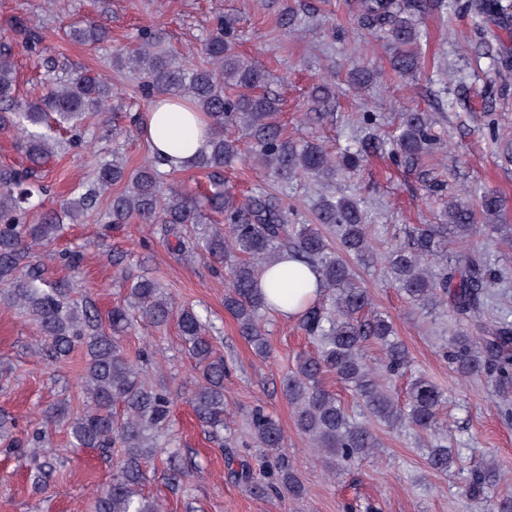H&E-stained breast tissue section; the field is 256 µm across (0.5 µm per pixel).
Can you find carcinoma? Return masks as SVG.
I'll return each instance as SVG.
<instances>
[{
    "instance_id": "obj_1",
    "label": "carcinoma",
    "mask_w": 512,
    "mask_h": 512,
    "mask_svg": "<svg viewBox=\"0 0 512 512\" xmlns=\"http://www.w3.org/2000/svg\"><path fill=\"white\" fill-rule=\"evenodd\" d=\"M416 0H353L359 23L385 34L395 47L391 64L401 75L421 68L416 51L420 30L412 18ZM476 14L492 18L504 31H512V7L501 0H468ZM69 36L83 44L95 45L108 38L107 29L92 21L73 26ZM138 46L116 57L141 79L146 95L163 93L188 101L209 120L208 148L192 166L207 171L214 191L202 197L184 194L164 182L169 157L147 152L145 163L128 171L120 152L96 164L94 177L84 192L68 198L61 210L48 209L29 220L31 199L36 189L28 181L29 171H0V303L14 307L35 322L46 344L43 355L61 360L79 345L86 354L82 377L86 405L73 416L53 405L44 410L50 422L69 429L75 448H110L116 465L112 484L96 500L95 512H161V505L140 492L145 468L163 446L158 442L168 427L173 398L161 379L146 376L127 357L122 338L135 318L163 324L176 318L183 341L198 360L200 374L191 392L190 403L203 428L217 435L227 428L224 404V358L213 356L209 323L192 308L177 309L160 284L142 276L131 285L125 305L112 307L108 323H103L95 300L86 294L72 295L68 284L46 277L48 263L61 260L76 267L75 254H47L34 260L32 247L58 236L62 217L76 222L99 209L108 200L106 215L112 224L137 218L152 224L160 236L176 240L178 251L193 258L207 254L224 261L227 286L224 310L235 320L240 336L263 356L268 352L264 313L272 311L262 291L261 274L269 267L292 259L317 270L318 298L305 293L284 294L300 310L299 326L316 344L297 359L296 368L285 379L282 392L293 410L297 429L312 447L322 453L331 474L342 464L368 459L377 454L380 443L370 426L357 421L349 409L323 384V376L333 373L351 388L359 405L370 417L388 427L404 422L430 438L428 467L446 471L456 457L448 447V426L440 422L443 391L432 381L418 377L410 385L406 403L391 394L387 378L409 363L405 345L394 336L392 322L385 316L362 315L371 307L369 292L351 267L336 258L333 246L321 232L331 225L340 231V245L362 265H371L377 253L371 243L366 217L358 202L336 196V171L353 169L358 154H330L318 141L295 140L286 135L277 114L279 103L267 90V78L252 59L238 53L231 28L216 26L204 39L200 52L175 55L161 49L164 32L145 27ZM501 87L512 85V50L506 48L496 58ZM17 89L15 62L10 48L0 46V129L12 131L24 145L31 167L40 166L57 145L55 128L76 125L91 115L109 111L112 84L100 76L84 74L59 79L48 101L27 106L23 112L6 117ZM233 125L247 131L255 144V159L267 169L277 184L308 178L321 186L314 207V223L297 224L289 219L283 199L258 188L242 202H234L224 191V169L239 158L237 142L224 137V127ZM432 124L426 112L402 113L397 153L408 166L420 168L421 178L429 177L423 165L434 145ZM482 223L462 200H452L441 212L440 223L427 224L413 245H399L387 252L386 260L395 286L412 305L433 309L446 305L459 319L471 320L484 307L491 268L471 250L446 251L448 240L466 242L482 229L512 235L506 223V201L495 190L480 192ZM223 216L213 224L207 211ZM195 229L191 246L181 240L182 228ZM445 262V273L435 280L429 263ZM384 350L383 371L365 359L369 341ZM449 359L457 373L485 378L491 394L512 406V321L506 317L477 325V335L457 330L452 336ZM121 407L122 413L113 412ZM254 442L262 459L258 465L241 460L231 470L233 478L250 493L270 492L299 497L304 488L296 472L282 461L285 435L275 418L261 409L251 415ZM503 481L500 466L491 461L471 473L462 488L465 496L487 494L493 512H512V493L499 494Z\"/></svg>"
}]
</instances>
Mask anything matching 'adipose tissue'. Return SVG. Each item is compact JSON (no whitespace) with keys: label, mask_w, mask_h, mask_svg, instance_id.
Wrapping results in <instances>:
<instances>
[{"label":"adipose tissue","mask_w":512,"mask_h":512,"mask_svg":"<svg viewBox=\"0 0 512 512\" xmlns=\"http://www.w3.org/2000/svg\"><path fill=\"white\" fill-rule=\"evenodd\" d=\"M144 138L164 155L179 163L188 164L207 145V132L202 116L189 112L177 104L169 95L155 96L151 102L142 129ZM300 277L308 283H316L312 270L297 262H283L267 272L264 291L277 304V313L282 318H293L297 309L293 305L280 303V293L289 287L292 277Z\"/></svg>","instance_id":"1"}]
</instances>
